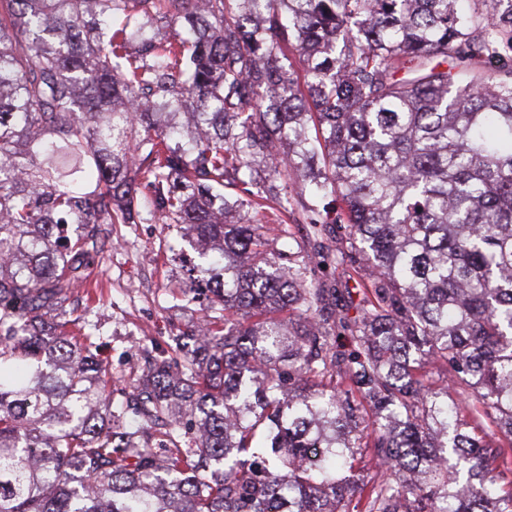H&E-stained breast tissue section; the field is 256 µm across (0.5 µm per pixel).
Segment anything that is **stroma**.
<instances>
[{
  "instance_id": "1",
  "label": "stroma",
  "mask_w": 512,
  "mask_h": 512,
  "mask_svg": "<svg viewBox=\"0 0 512 512\" xmlns=\"http://www.w3.org/2000/svg\"><path fill=\"white\" fill-rule=\"evenodd\" d=\"M179 245L177 229L158 222L113 225L112 246L91 275L99 285L96 294L81 287L67 300V309L101 323L98 354L113 376L134 379L147 357L166 349L173 333L199 321L198 307L174 299L185 279L180 262L167 256ZM307 278L334 282L357 301L366 286L333 252L313 255Z\"/></svg>"
}]
</instances>
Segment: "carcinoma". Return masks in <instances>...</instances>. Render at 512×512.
Instances as JSON below:
<instances>
[{
  "instance_id": "1",
  "label": "carcinoma",
  "mask_w": 512,
  "mask_h": 512,
  "mask_svg": "<svg viewBox=\"0 0 512 512\" xmlns=\"http://www.w3.org/2000/svg\"><path fill=\"white\" fill-rule=\"evenodd\" d=\"M459 2L0 0V512H512V0ZM288 165L356 317L227 219ZM145 219L204 319L123 386L65 302ZM333 246V252L312 256L307 264V279L312 283L334 282L336 288L348 291L357 304L362 299L368 282L341 261L340 256L336 254V243Z\"/></svg>"
}]
</instances>
